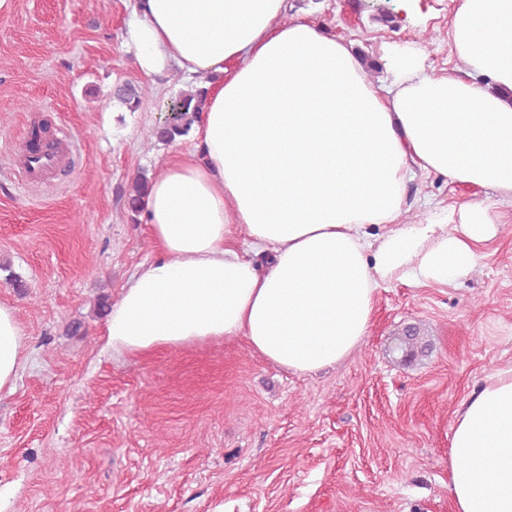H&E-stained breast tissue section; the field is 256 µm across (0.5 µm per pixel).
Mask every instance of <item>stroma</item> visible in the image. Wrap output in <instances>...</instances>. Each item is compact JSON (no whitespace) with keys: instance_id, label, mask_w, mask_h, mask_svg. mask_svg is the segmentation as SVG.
<instances>
[{"instance_id":"1","label":"stroma","mask_w":512,"mask_h":512,"mask_svg":"<svg viewBox=\"0 0 512 512\" xmlns=\"http://www.w3.org/2000/svg\"><path fill=\"white\" fill-rule=\"evenodd\" d=\"M135 3L0 0V303L14 307L27 357L0 391V512H455V420L512 366V209L467 278L380 289L363 341L330 368L283 369L242 337L113 351L108 309L155 257L125 190L194 148L188 135H150L187 81L140 71L123 45ZM459 3L289 0L373 60L413 46L436 73L457 65ZM123 83L148 87L137 110L114 100ZM32 109L63 121L81 152L24 190L10 155ZM475 197L498 200L425 176L403 219ZM409 326L421 341L407 359L393 342Z\"/></svg>"}]
</instances>
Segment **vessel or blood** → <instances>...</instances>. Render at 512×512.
I'll return each mask as SVG.
<instances>
[{"label": "vessel or blood", "instance_id": "vessel-or-blood-1", "mask_svg": "<svg viewBox=\"0 0 512 512\" xmlns=\"http://www.w3.org/2000/svg\"><path fill=\"white\" fill-rule=\"evenodd\" d=\"M24 138L14 147L12 161L27 183L39 184L56 170L71 165L77 150L75 136L62 128H44L31 116Z\"/></svg>", "mask_w": 512, "mask_h": 512}]
</instances>
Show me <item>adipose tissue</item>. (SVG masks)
I'll list each match as a JSON object with an SVG mask.
<instances>
[{"instance_id": "ef3b65f1", "label": "adipose tissue", "mask_w": 512, "mask_h": 512, "mask_svg": "<svg viewBox=\"0 0 512 512\" xmlns=\"http://www.w3.org/2000/svg\"><path fill=\"white\" fill-rule=\"evenodd\" d=\"M287 0H137L127 42L148 76L208 81L193 151L142 201L156 259L113 304L118 352L245 338L283 368L336 364L367 333L379 289L448 286L479 267L499 221L484 200L403 223L416 175L497 191L512 205V0H462L448 23L459 71L418 49L367 80L352 41ZM0 304V390L24 359ZM455 512H512V368L488 376L453 427Z\"/></svg>"}]
</instances>
